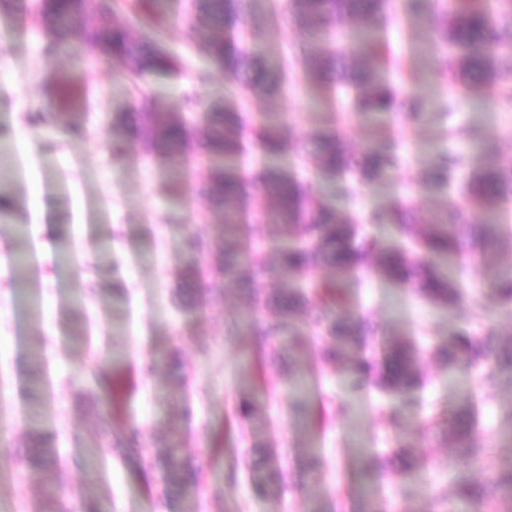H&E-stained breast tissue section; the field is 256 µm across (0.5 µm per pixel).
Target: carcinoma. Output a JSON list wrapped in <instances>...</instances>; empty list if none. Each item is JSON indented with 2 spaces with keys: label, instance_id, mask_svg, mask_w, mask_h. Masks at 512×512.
Segmentation results:
<instances>
[{
  "label": "carcinoma",
  "instance_id": "1",
  "mask_svg": "<svg viewBox=\"0 0 512 512\" xmlns=\"http://www.w3.org/2000/svg\"><path fill=\"white\" fill-rule=\"evenodd\" d=\"M245 0H196V27L192 38L202 46L212 64L224 71L231 81L241 82L252 64L251 56L236 43L224 39V29L243 11ZM121 0H95L93 17L80 26L82 37L104 56H111L121 67L123 76L136 91H143L145 78L151 74L172 71L175 63L163 50L156 37L153 0H140L132 5L140 24L139 35L117 26L113 17L121 8ZM79 8L76 0H51L44 16L51 27L48 33L49 53L63 49L67 36L75 29L73 16ZM292 15L307 43L301 48V66L309 79L318 85L355 89L351 109L365 117L401 111L407 103L405 95L391 82L378 80L374 73L384 65L383 48L365 45L357 60L345 51L323 46L327 31L340 24L363 23L380 31L389 19V0H290ZM432 39L443 50V73H451L454 81L465 86L488 90L500 86L502 55L512 49V0H438L431 26ZM144 144L164 154L172 163L182 161L192 132L178 116L162 111L156 98L141 113ZM204 149L211 156L224 157V167L210 170L208 180L199 192L207 196L222 212L224 236L213 238L205 224H194L188 232L189 251L195 257L214 253L217 259L205 276L206 292L223 293L228 287L239 288L247 296L250 308H272L274 319L253 313L233 321L231 330L248 331L255 342L256 356L263 364L277 366L282 356L277 343L285 341L297 349L304 339L317 336L326 342L319 360L324 364H348L355 373L370 374L373 364H364L360 352L367 344L372 329L368 322L353 316L340 304L352 274L362 267L371 253L379 255L377 271L393 281L415 280V288L430 302L454 308L464 322L478 317V312L461 301L455 279L429 260L458 250L471 238L485 251L495 249L503 239V225L492 221L507 198L501 196L504 185H512V165L475 166L466 185L469 206L482 215L473 223L465 211L455 210L456 217L434 215L424 225L417 224L409 210L392 204L373 211V224H390L406 238L418 242L424 258L410 263L399 248H385L375 240L357 242V227L350 206L355 200L356 184L386 176L399 163L396 143L380 138L370 149L357 156L350 152L339 133L333 130L315 134L319 165L336 181V195L345 211L336 212L322 204L308 186L285 167L290 141L285 128L268 114L253 117L241 106L224 108L208 114L200 130ZM460 166L459 157H450L437 166L434 184L441 188L450 184ZM259 218L280 229L288 239H304L305 248H282L279 264L287 276L309 274L327 265L335 269L336 279L323 282L308 294L300 288H269L254 273L266 270L262 248L257 246L258 229L251 221ZM493 288L501 302L512 304V273H499ZM444 365L452 372H466L475 363H484L482 381L492 386L499 379L512 377V348L495 350L489 337L478 338L463 330L437 348ZM415 346L402 341L391 347L385 366L374 369L371 384L408 405L416 403L422 385ZM87 373L101 386L111 383L109 363L95 361L87 365ZM476 401L466 395L450 417L434 416L417 426L411 440H397L396 457L401 469L412 466L410 457H418L423 449L420 440L431 437L437 446H449L457 458L478 460L484 452L474 429ZM113 444L126 449L140 468L153 472L159 488L158 498L170 507L169 492L173 488L202 492L206 488L204 472L184 460L183 449L168 440L153 457L139 452L137 428L128 426L114 430ZM31 448L22 461L32 470L58 459L56 439L40 431L30 437ZM288 449L281 448L271 457L263 456L251 463L267 470L266 479L257 490L267 493L269 487L286 486ZM304 473L321 474L323 459L309 454L298 459ZM457 502L466 512H512V472L498 474L486 482H478L466 474L454 478Z\"/></svg>",
  "mask_w": 512,
  "mask_h": 512
}]
</instances>
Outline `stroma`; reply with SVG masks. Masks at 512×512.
I'll list each match as a JSON object with an SVG mask.
<instances>
[{
    "label": "stroma",
    "instance_id": "stroma-1",
    "mask_svg": "<svg viewBox=\"0 0 512 512\" xmlns=\"http://www.w3.org/2000/svg\"><path fill=\"white\" fill-rule=\"evenodd\" d=\"M392 3L383 37L401 66L384 76L408 96L429 101L423 120L358 117L345 109L344 96L324 91L294 65L274 94L228 83L189 36L193 0L167 8L165 45L179 71L149 77V90L173 113L200 114L225 100L240 101L252 113H274L293 133V173L335 210L340 203L317 163L315 132L337 129L356 155L390 135L403 165L362 183L354 209L366 214L398 201L418 218L430 217L463 200L457 188L439 190L430 181L442 156L462 152L475 166L512 163V102L483 89L459 92L439 73L429 30L433 0H422L414 17L405 0ZM37 25L35 0H13L0 10V146L11 149L0 163L7 171L0 181V512H37L42 481L59 484L72 512H158L147 474L100 442L101 419L112 412L113 399L83 369L99 352L122 379L124 412L139 430L142 454L175 436L211 476L205 494L186 492L172 512H224L229 500L240 512L323 505L360 512L368 500L383 512H448L435 500L451 493L452 474L465 465L447 449H433L392 484L380 483L373 466L424 415L453 410L472 391L480 398L477 427L487 454L465 467L480 480L512 469V383L481 388L479 368L452 375L432 356L463 328L512 347V306L501 305L491 286L493 275L512 268V241L493 252L475 246L450 259L465 302L479 312L467 327L410 283L377 273L376 257L357 274L349 309L373 327L367 354L385 360L393 344L410 339L424 351L425 386L415 408L380 395L363 376L320 363L316 339L295 353L292 366L258 368L251 337L225 333V320L247 305L238 290L204 300L178 296L190 225H209L216 238L224 231L220 215L198 192L206 170L170 164L132 131L124 154L112 156L104 144L114 116L138 112L140 101L112 58L80 36L46 58ZM236 27L247 32V46L262 65L292 62L303 43L288 0H253ZM202 72L207 81L199 80ZM449 99L452 110L441 111ZM63 108L72 114L70 125L28 121L30 113ZM174 351L185 367L182 385L165 364ZM242 399L254 408L246 421L236 410ZM341 399L350 401L348 413L337 412ZM33 425L49 428L62 454L35 475L21 463ZM277 448L292 449L297 458L317 451L327 466L318 477L296 476L275 495L260 494L247 468L229 489L214 478L230 463ZM90 478L96 487L89 502L79 489Z\"/></svg>",
    "mask_w": 512,
    "mask_h": 512
}]
</instances>
